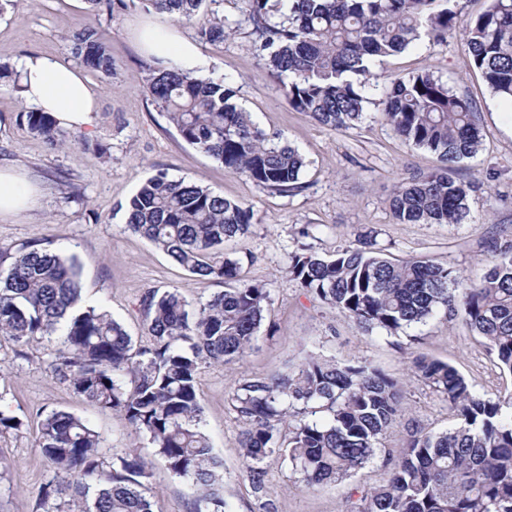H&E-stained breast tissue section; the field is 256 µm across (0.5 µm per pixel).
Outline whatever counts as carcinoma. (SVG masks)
I'll return each mask as SVG.
<instances>
[{"instance_id": "1", "label": "carcinoma", "mask_w": 512, "mask_h": 512, "mask_svg": "<svg viewBox=\"0 0 512 512\" xmlns=\"http://www.w3.org/2000/svg\"><path fill=\"white\" fill-rule=\"evenodd\" d=\"M142 2L211 41L227 35L223 20L199 12L203 0ZM243 2L256 50L288 105L334 130L362 121L383 59L424 34L445 44L462 33L470 64L490 92L512 102V0H490L466 19L452 0H278L274 15L269 0ZM72 43L84 67L112 78V54L94 29L76 33ZM142 90L183 141L226 172L273 192L297 188L304 157L268 139L233 102L228 82L158 62L148 66ZM383 105L381 118L393 131L437 161L434 170L396 186L394 218L467 220L470 186L455 166L481 145L472 102L427 70L391 79ZM25 118L33 134L58 143L49 113L28 111ZM125 212L130 229L189 273L223 281L224 290L195 309L176 290H146L140 305L149 341L137 346L107 311L81 306L74 260L33 243L0 274V342L58 336L52 372L149 440L167 469L188 483L190 512H228L224 464L204 427L198 379L204 364L242 362L265 318L268 283L241 279V260L223 253L224 243L247 232L251 208L161 172L139 187ZM488 251L478 282L429 259L394 262L372 238L325 256L300 245L288 254V274L366 331L392 334L440 311L460 315L499 370L512 376V238H491ZM412 369L455 410L457 423L441 432L411 429L402 454L387 459L385 483L363 488L347 512H512V394L479 397L456 367L438 359L416 357ZM231 403L253 493L264 512H278L267 459H278L308 490L347 480L382 451L404 396L398 380L363 360L309 356L288 372L238 379ZM36 444L56 473L42 490V512H153L142 491L147 462L131 449L106 457L88 422L52 411L40 421Z\"/></svg>"}]
</instances>
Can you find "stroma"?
I'll return each instance as SVG.
<instances>
[{"label":"stroma","instance_id":"stroma-1","mask_svg":"<svg viewBox=\"0 0 512 512\" xmlns=\"http://www.w3.org/2000/svg\"><path fill=\"white\" fill-rule=\"evenodd\" d=\"M86 0H36L0 13V62L11 70L28 56L52 55L76 64L68 38L81 27L96 29L112 52L115 72L104 82L94 72L86 77L98 94L97 119L83 143L61 129L65 147L51 146L33 135L20 118L28 105L13 80L0 81V165L21 168L41 189L37 204L12 219L0 221V253L42 241L65 257H75L85 305L107 309L133 341L144 334L139 300L146 289L178 290L192 306H200L223 283L202 282L174 264L150 241L126 226L125 205L140 185L157 172L194 180L214 193L252 205L247 234L224 246L241 259L242 274L266 281L270 304L253 350L243 362L202 366L199 374L203 420L214 452L224 462V498L230 512H262L243 467L241 425L231 405V392L243 376H263L313 354L343 362L366 360L404 384L405 412L389 431L386 450L352 478L308 491L295 485L279 461L269 460L267 480L279 512H340L360 489L385 478L386 458L402 450L407 429L417 425L432 432L453 422L447 403L413 377L412 354L423 353L455 366L472 391L495 399L512 393V378L501 375L470 329L458 319L436 315L415 329L413 337L383 331L362 332L337 310L308 294L288 275V254L298 244L297 231L321 225L307 245L322 254L355 244L374 230L387 256L408 260L427 257L478 279L487 263L486 240L512 236L511 105L494 96L473 69L461 37L436 45L421 39L388 57L386 73L405 76L430 69L477 109L482 146L463 160L458 174L470 182V215L460 224H401L389 203L403 180L431 170L435 158L397 137L378 120L383 87L370 90L366 116L357 126L334 130L292 109L275 77L254 51L252 26L241 0H204L202 11L223 17L230 34L221 42L200 39L189 25L178 33L200 53L196 76L223 80L236 89L235 103L250 112L274 141L303 154L307 166L300 186L288 194L263 190L240 175L227 173L211 157L183 142L160 109L141 91L153 62L137 33L152 20L142 0H130L115 15L87 11ZM58 343L43 338L24 346L0 345V410L22 419L21 430L0 436V512H41L42 487L53 468L35 445L40 419L65 410L89 421L107 448H132L151 464L146 484L155 512H188L183 480L172 477L148 440L136 434L121 414L76 397L49 369Z\"/></svg>","mask_w":512,"mask_h":512}]
</instances>
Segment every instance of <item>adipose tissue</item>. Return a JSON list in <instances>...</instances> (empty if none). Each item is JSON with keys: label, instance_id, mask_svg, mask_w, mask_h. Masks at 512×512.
Wrapping results in <instances>:
<instances>
[{"label": "adipose tissue", "instance_id": "adipose-tissue-1", "mask_svg": "<svg viewBox=\"0 0 512 512\" xmlns=\"http://www.w3.org/2000/svg\"><path fill=\"white\" fill-rule=\"evenodd\" d=\"M142 49L168 64L190 68L198 63L195 46L172 30L160 14L142 27ZM22 95L38 111L50 113L60 126L84 129L93 126L98 97L81 73L57 57L37 55L21 64ZM38 187L24 173L0 168V219L23 212L35 203Z\"/></svg>", "mask_w": 512, "mask_h": 512}]
</instances>
